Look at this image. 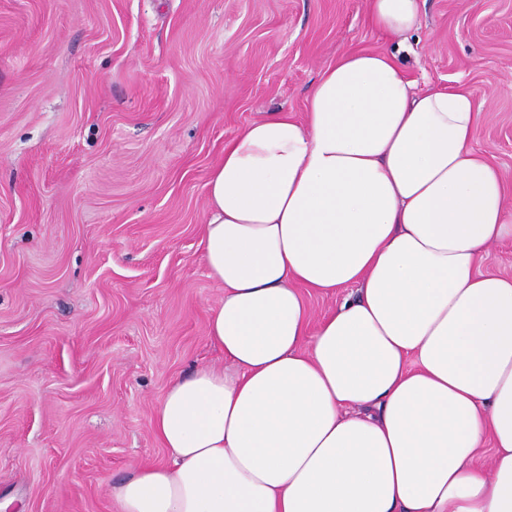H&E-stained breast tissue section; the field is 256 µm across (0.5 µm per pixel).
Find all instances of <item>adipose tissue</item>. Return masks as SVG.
<instances>
[{"instance_id":"obj_1","label":"adipose tissue","mask_w":512,"mask_h":512,"mask_svg":"<svg viewBox=\"0 0 512 512\" xmlns=\"http://www.w3.org/2000/svg\"><path fill=\"white\" fill-rule=\"evenodd\" d=\"M367 10L387 41L421 26L419 0ZM484 106L349 50L302 117L225 145L203 235L224 362L171 384L169 459L113 487L119 512H512V278L481 270L512 208L473 146ZM351 285L313 320L304 289Z\"/></svg>"}]
</instances>
